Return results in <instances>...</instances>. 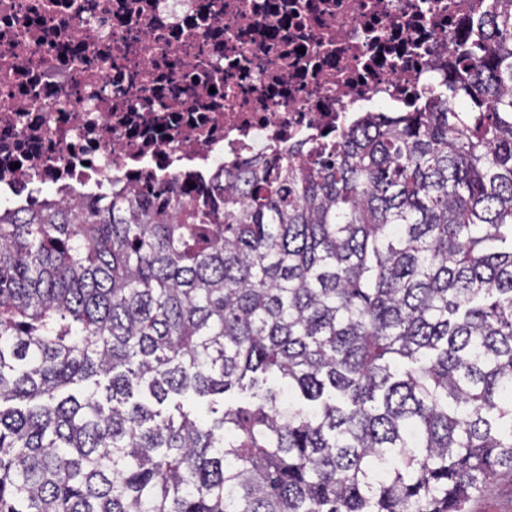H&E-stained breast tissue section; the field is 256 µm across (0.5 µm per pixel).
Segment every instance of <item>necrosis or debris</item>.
Here are the masks:
<instances>
[{"mask_svg": "<svg viewBox=\"0 0 512 512\" xmlns=\"http://www.w3.org/2000/svg\"><path fill=\"white\" fill-rule=\"evenodd\" d=\"M489 0H0V212L222 173L422 106Z\"/></svg>", "mask_w": 512, "mask_h": 512, "instance_id": "necrosis-or-debris-1", "label": "necrosis or debris"}]
</instances>
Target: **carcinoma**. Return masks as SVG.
Listing matches in <instances>:
<instances>
[{
	"label": "carcinoma",
	"instance_id": "1",
	"mask_svg": "<svg viewBox=\"0 0 512 512\" xmlns=\"http://www.w3.org/2000/svg\"><path fill=\"white\" fill-rule=\"evenodd\" d=\"M457 38L429 111L198 201L0 213V512H468L512 476V0Z\"/></svg>",
	"mask_w": 512,
	"mask_h": 512
}]
</instances>
